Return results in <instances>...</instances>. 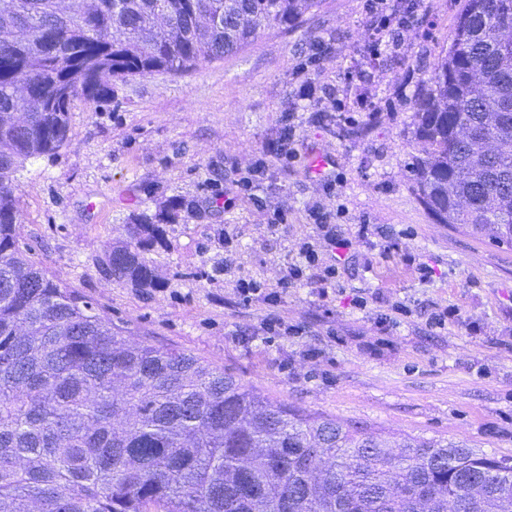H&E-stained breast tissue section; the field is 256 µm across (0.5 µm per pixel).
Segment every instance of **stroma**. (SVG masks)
Segmentation results:
<instances>
[{"label":"stroma","mask_w":512,"mask_h":512,"mask_svg":"<svg viewBox=\"0 0 512 512\" xmlns=\"http://www.w3.org/2000/svg\"><path fill=\"white\" fill-rule=\"evenodd\" d=\"M412 2L394 44L369 40L380 19L366 0H324L235 55L113 81L106 103L76 98L68 143L13 177L22 240L27 259L90 298L129 342L189 353L389 446L454 437L512 457V244L434 221L407 171L421 149L414 98L465 0ZM288 127V156L268 155ZM318 155L326 173L312 168ZM246 177L252 187L232 207L210 204ZM175 199L196 212L172 211ZM142 212L164 217L168 238L145 253L162 285L143 292L94 263ZM323 222L355 240L345 261ZM293 265L302 277L288 278ZM241 279L261 293L243 300ZM441 312L444 326L430 327ZM273 316L287 331L266 329Z\"/></svg>","instance_id":"obj_1"}]
</instances>
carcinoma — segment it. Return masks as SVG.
Listing matches in <instances>:
<instances>
[{"label":"carcinoma","instance_id":"obj_1","mask_svg":"<svg viewBox=\"0 0 512 512\" xmlns=\"http://www.w3.org/2000/svg\"><path fill=\"white\" fill-rule=\"evenodd\" d=\"M322 0H0V512H512V458L270 401L193 356L132 345L22 257L14 174L68 141L73 99L188 72ZM414 103L413 190L440 224L512 243V0H466ZM101 244L109 281L160 280L142 214Z\"/></svg>","mask_w":512,"mask_h":512}]
</instances>
